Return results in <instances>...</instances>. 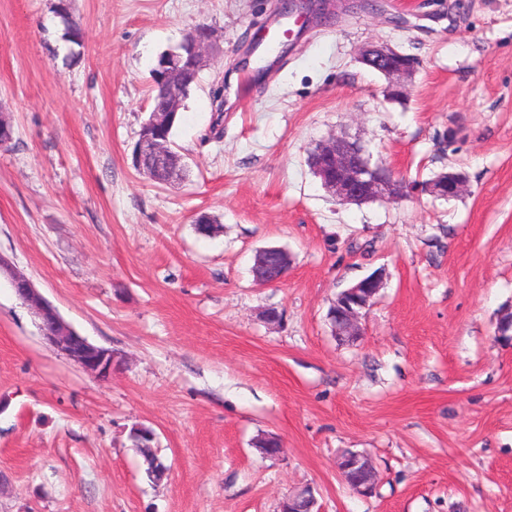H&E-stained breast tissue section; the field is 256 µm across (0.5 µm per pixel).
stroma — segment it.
I'll list each match as a JSON object with an SVG mask.
<instances>
[{
  "label": "stroma",
  "instance_id": "1",
  "mask_svg": "<svg viewBox=\"0 0 512 512\" xmlns=\"http://www.w3.org/2000/svg\"><path fill=\"white\" fill-rule=\"evenodd\" d=\"M278 8L0 0V257L116 355L107 379L58 355L0 275V512H280L305 488L319 512H512V0H333L263 72L250 49ZM199 26L213 46L171 137L186 170L162 185L132 149L159 54ZM371 45L417 59L400 100L361 62ZM334 134L404 197L338 201L306 163ZM451 168L465 194L422 191ZM202 215L222 232L197 234ZM271 246L290 268L262 286ZM380 268L339 342L332 300ZM264 432L277 457L253 448ZM348 449L372 458V491L346 483ZM153 430L150 428H135L130 432V439L138 448L142 458L144 465V472H149L153 467H160V462H162V458L158 456L157 452L153 447V442L155 437L153 438ZM157 463V465H155Z\"/></svg>",
  "mask_w": 512,
  "mask_h": 512
}]
</instances>
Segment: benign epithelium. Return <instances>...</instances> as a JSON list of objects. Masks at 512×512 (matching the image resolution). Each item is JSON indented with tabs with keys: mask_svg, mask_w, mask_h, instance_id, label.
<instances>
[{
	"mask_svg": "<svg viewBox=\"0 0 512 512\" xmlns=\"http://www.w3.org/2000/svg\"><path fill=\"white\" fill-rule=\"evenodd\" d=\"M211 45V30L199 27L189 33L179 47L158 57L153 88L160 104L151 107L149 112L147 125L152 132L140 135L136 145L134 164L138 170L145 173L146 165L161 163L168 157L162 131L180 112L188 96L186 73L203 69ZM360 59L388 79L387 97L391 100L402 96L405 81L413 77L417 66L413 56L385 45L363 49ZM309 158L324 187L343 203L383 201L402 195V185L393 171L382 163L372 162L370 154L357 141L334 136L319 143ZM466 187L465 174L444 172L429 181L424 191L436 198L449 199L460 196ZM383 284V274L379 272L355 283L337 298L335 333L357 335L355 320L370 309ZM14 289L18 297L32 304L38 317L50 325V330L42 337L57 353L99 378L112 375V350L95 345L80 335L39 295L29 280L16 279Z\"/></svg>",
	"mask_w": 512,
	"mask_h": 512,
	"instance_id": "7a95c632",
	"label": "benign epithelium"
}]
</instances>
